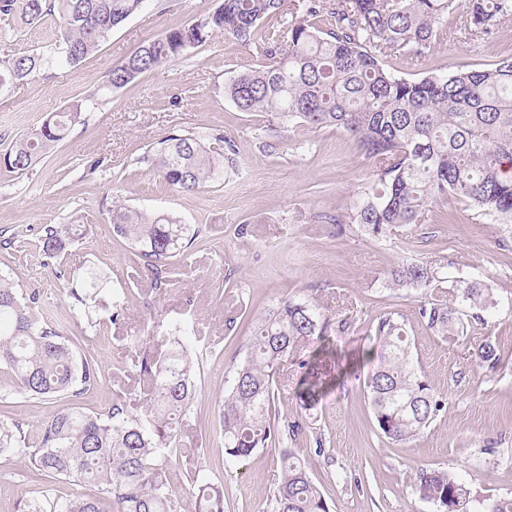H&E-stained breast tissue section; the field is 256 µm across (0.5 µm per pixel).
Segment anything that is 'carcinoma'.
I'll return each mask as SVG.
<instances>
[{"instance_id": "1", "label": "carcinoma", "mask_w": 512, "mask_h": 512, "mask_svg": "<svg viewBox=\"0 0 512 512\" xmlns=\"http://www.w3.org/2000/svg\"><path fill=\"white\" fill-rule=\"evenodd\" d=\"M145 0H0V19L17 16L33 25L59 18L57 38L48 54L33 52L0 59V90L42 71L77 65ZM284 0H219V5L188 26L173 27L144 44L112 69L110 87L119 89L138 75L172 61L221 34L255 47L264 64L232 75L224 93L241 112H261L278 125L295 122L312 128L344 130L364 156L373 160L375 189L357 202L348 223L379 237L396 224H418L433 202L452 200L478 216L512 224V59L485 70L429 73L409 80L388 69L395 54L420 61L444 36L442 21L458 0H302L303 14L287 15ZM334 19L322 27L316 19ZM279 17L269 32L264 22ZM512 16V0H464L463 30L471 38L490 34ZM82 108L51 112L41 126L0 153L10 172L32 169L69 130L81 122ZM235 142L223 130L206 135L174 126L151 154L155 171L182 193L224 182L235 168ZM112 232L132 241L137 257L159 291L175 282L174 258L193 243L190 228L166 211L144 212L123 204L109 210ZM85 234L82 224H45L39 247L49 257ZM383 287L420 290L426 296L420 317L435 335L457 336L470 324H487L496 308L492 289L453 276L445 265L418 260L395 266ZM73 308L95 315L93 327L114 324L133 294L102 297L94 268L70 289ZM40 296L20 293L0 275V365L14 376L17 391L28 396L64 395L73 400L98 385L100 370L92 356L79 355L63 330L33 313ZM351 327L306 301L287 299L252 327L243 359L231 369L218 422L224 437V464L232 465L259 449L278 454L280 478L265 500V512H330L298 448H284L301 431L297 422L279 419L276 379L290 366L308 365L301 353L313 336H331ZM369 331L382 343L379 365L364 379V390L379 434L402 444L428 429L445 407L413 359L405 324L387 312ZM188 329L155 321L131 343L138 354L133 372L145 387V402L135 412L117 396L103 414L79 407L63 409L41 424L30 440L23 423L0 418V455L28 458L39 473L54 480L98 486L116 512H175V491L167 479L195 399L199 361L182 341ZM475 359L494 370L501 357L489 338ZM336 378L300 382V399L312 407ZM197 489L198 512H224V483L198 470L190 475ZM415 494L448 512H512V498L493 499L474 510L471 492L450 469L421 467ZM27 512H100L92 498H54L26 503Z\"/></svg>"}]
</instances>
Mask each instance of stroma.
I'll use <instances>...</instances> for the list:
<instances>
[{
  "instance_id": "35a3bbf8",
  "label": "stroma",
  "mask_w": 512,
  "mask_h": 512,
  "mask_svg": "<svg viewBox=\"0 0 512 512\" xmlns=\"http://www.w3.org/2000/svg\"><path fill=\"white\" fill-rule=\"evenodd\" d=\"M216 5L217 0H146L79 65L39 73L0 93V152L48 113L96 99L83 123L33 170L0 168V235L17 241L14 248H0V273L17 288L39 290L36 317L59 325L74 338L78 353L97 359L101 381L83 396V411L104 413L118 394L139 405L143 384L129 371L131 338L146 334L156 315L189 322L195 330L192 343L207 354L200 360L182 450L170 468L175 510L195 512L189 473L200 468L223 479L224 512H263L279 473L276 455L264 449L225 465L224 439L213 420L229 372L246 353L249 324L288 297L309 301L332 317L349 315L354 328L330 338L344 358L372 346L364 327L392 311L400 315L429 381L447 399L423 433L398 445L382 438L361 371L310 411L300 407L295 394L301 369L290 368L279 386L278 414L300 421L295 445L330 512H432L412 487L424 465L457 470L477 499L512 497V251L500 247L512 243V227L490 223L456 203L430 205L425 223L397 224L379 238L345 223L353 203L373 183V161L333 127L292 125L282 129L280 146L261 148L258 136L267 115L237 111L224 84L262 59L231 36H216L189 57L108 89L112 68L168 28L191 24ZM443 28V40L421 65L397 56L387 59L386 67L417 79L430 72L491 68L512 57V19L482 40L464 38L454 14L444 19ZM55 34L50 21L32 27L11 20L0 27V59L49 51ZM176 124L199 134L222 129L238 146V172L225 174L223 185L196 193L169 187L146 157ZM302 141L310 142V149L299 150ZM97 159L109 165L110 175L89 174L88 165ZM116 199L141 211L172 212L199 230L188 256L177 262V282L163 293L151 290L130 241L113 235L107 211ZM44 224H83L87 234L64 257L52 259L38 246ZM406 258L448 264L455 276L488 284L499 302L488 324L450 340L427 330L418 314L420 293L383 286L392 267ZM93 265L106 291L129 287L136 293L116 325L101 333L87 329L67 295L70 277ZM487 337L501 355L502 366L495 371L472 357ZM1 399L13 404L15 417L32 435L69 404L60 396L16 394L3 368ZM319 441L325 448L320 456L314 453ZM45 489L56 497H99L91 486L49 484L21 456L0 455V512H25L26 499ZM99 499L103 512H113L108 498Z\"/></svg>"
}]
</instances>
